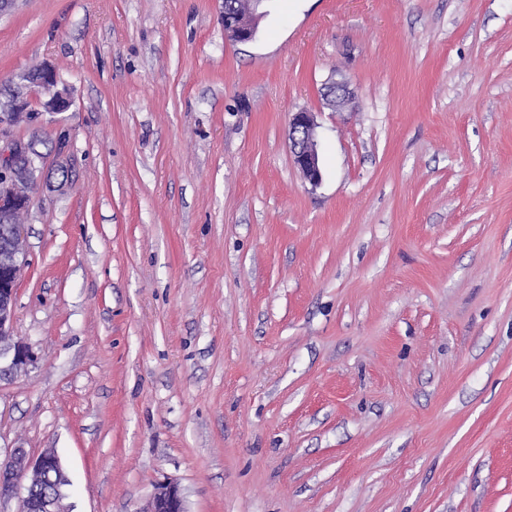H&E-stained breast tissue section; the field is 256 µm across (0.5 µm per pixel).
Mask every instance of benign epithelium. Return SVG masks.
<instances>
[{
    "label": "benign epithelium",
    "mask_w": 512,
    "mask_h": 512,
    "mask_svg": "<svg viewBox=\"0 0 512 512\" xmlns=\"http://www.w3.org/2000/svg\"><path fill=\"white\" fill-rule=\"evenodd\" d=\"M258 16L251 10L241 13L224 8V33L233 42H247L257 31ZM26 95L19 99L10 112L0 113V136L20 122L30 125L38 123L45 113L64 112L71 106L70 91L59 86L54 68L46 65L38 79L28 74L20 77ZM35 94L40 111H30L29 94ZM317 124L314 113L305 109L293 112L289 119L290 151L295 166L302 172L306 182L313 188L322 181V168L317 149ZM38 162L30 142L11 140L0 147V220H8L18 209L28 207L31 195L38 184ZM24 225L8 224L6 233L0 238V336L9 334L14 314L19 273L25 264ZM29 347L18 344L0 346V377L14 374L33 363ZM64 476L59 458L45 453L30 463L23 472L6 466L0 467V501L13 496L22 478L28 476L38 480L49 471ZM30 512H60L55 496H43L29 502ZM151 512H186L179 485L163 482L156 487Z\"/></svg>",
    "instance_id": "obj_1"
}]
</instances>
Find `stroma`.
Wrapping results in <instances>:
<instances>
[{
  "label": "stroma",
  "mask_w": 512,
  "mask_h": 512,
  "mask_svg": "<svg viewBox=\"0 0 512 512\" xmlns=\"http://www.w3.org/2000/svg\"><path fill=\"white\" fill-rule=\"evenodd\" d=\"M258 11L244 43L224 0L0 17V82L72 97L11 134L45 145L0 463L55 453L65 512L167 480L186 512H512V0ZM258 16L251 10L232 12L224 3V33L233 42H247L257 31ZM317 124L314 112L305 109L292 112L289 119L290 151L295 166L313 188L322 181V168L317 149Z\"/></svg>",
  "instance_id": "obj_1"
}]
</instances>
